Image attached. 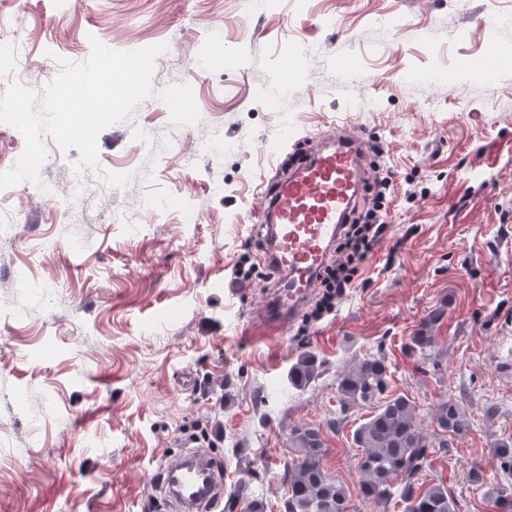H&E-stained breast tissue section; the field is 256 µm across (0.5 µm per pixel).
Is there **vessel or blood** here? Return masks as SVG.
<instances>
[{
    "label": "vessel or blood",
    "mask_w": 512,
    "mask_h": 512,
    "mask_svg": "<svg viewBox=\"0 0 512 512\" xmlns=\"http://www.w3.org/2000/svg\"><path fill=\"white\" fill-rule=\"evenodd\" d=\"M367 164L365 141L336 127L321 134L318 147L305 160L263 185L255 219L266 229L264 262L277 273L263 312L262 323L269 331L291 325L311 297L363 195ZM160 473V486L178 512H215L224 474L212 450L169 457Z\"/></svg>",
    "instance_id": "1"
}]
</instances>
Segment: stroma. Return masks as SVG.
Listing matches in <instances>:
<instances>
[{
  "instance_id": "35a3bbf8",
  "label": "stroma",
  "mask_w": 512,
  "mask_h": 512,
  "mask_svg": "<svg viewBox=\"0 0 512 512\" xmlns=\"http://www.w3.org/2000/svg\"><path fill=\"white\" fill-rule=\"evenodd\" d=\"M20 38L0 94L71 63L89 36L133 51L167 44L154 97L98 136L101 169L129 174L71 194L79 157L48 144L43 197L0 189V512H177L151 482L165 455L215 450L230 474L219 512L251 484L283 512L282 478L301 423L325 425V470L357 512H403L363 498L341 372L384 356L390 390L430 414L461 398L469 427L437 452L424 483L455 512H496L512 491L495 444L512 439V0H0ZM295 69L289 79L281 73ZM189 84L201 120L176 126L157 99ZM347 127L383 144L394 169L390 240L335 311L309 330L265 333L259 186L306 137ZM400 247H393V240ZM248 258L251 280L235 264ZM447 312L432 354L407 344ZM322 363L305 389L288 369ZM497 413L487 417V406ZM480 466L483 483L471 482ZM321 362L311 351L302 352L288 372L289 383L298 389L304 388L318 376Z\"/></svg>"
}]
</instances>
